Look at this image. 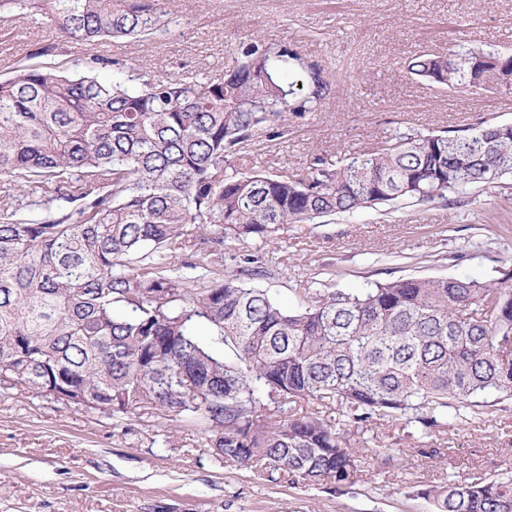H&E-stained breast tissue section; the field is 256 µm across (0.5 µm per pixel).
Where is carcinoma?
<instances>
[{
	"mask_svg": "<svg viewBox=\"0 0 512 512\" xmlns=\"http://www.w3.org/2000/svg\"><path fill=\"white\" fill-rule=\"evenodd\" d=\"M175 3L0 0V10L37 8L62 40L91 49L151 37ZM101 66L116 67L112 79ZM407 72L495 94L512 55L462 40ZM136 81L98 57L79 77L17 66L0 79L1 382L117 419L187 414L224 463L339 495L365 483L350 428L403 419L420 440L512 402V270L489 283H322L288 309L241 279L271 275L263 256H240L232 272L199 248L377 206L455 205L512 177L511 123L398 129L300 174L240 172L234 156L284 137L289 116L325 98L329 73L249 42L221 78L143 66ZM297 399H332L341 413L297 417ZM418 494L434 512H512V474L451 475Z\"/></svg>",
	"mask_w": 512,
	"mask_h": 512,
	"instance_id": "carcinoma-1",
	"label": "carcinoma"
}]
</instances>
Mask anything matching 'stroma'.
Wrapping results in <instances>:
<instances>
[{
    "instance_id": "stroma-1",
    "label": "stroma",
    "mask_w": 512,
    "mask_h": 512,
    "mask_svg": "<svg viewBox=\"0 0 512 512\" xmlns=\"http://www.w3.org/2000/svg\"><path fill=\"white\" fill-rule=\"evenodd\" d=\"M512 55V0H179L172 21L151 39L106 41L86 50L60 40L45 17L0 12V78L17 61L81 74L90 55L164 76H223L241 43L288 47L330 72V95L288 134L247 146L240 171H305L315 157L336 159L396 128L421 132L480 121L512 123V89L464 94L406 74L420 52L445 53L459 38ZM51 54H44V47ZM261 252L272 276L253 279L289 308L312 280L357 290L377 280L464 275L479 281L512 268V187L468 189L464 202L397 205L315 224H287L267 245L223 246L228 269ZM202 428L142 411L116 423L101 411L63 404L0 384V512H433L418 489L448 475L512 472V405L479 426L429 438L425 450L400 421H375L360 434L399 448L366 457L367 484L355 494L259 479L224 465Z\"/></svg>"
}]
</instances>
